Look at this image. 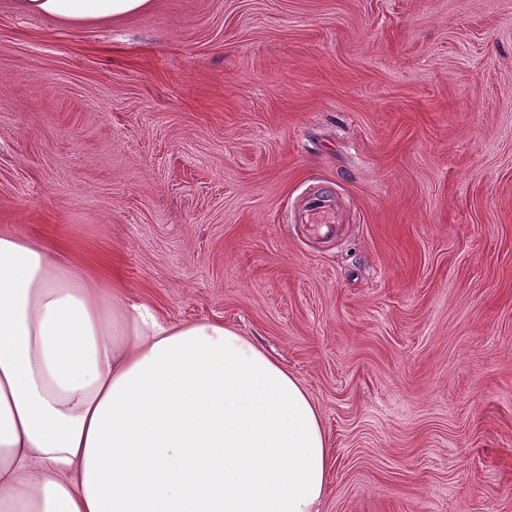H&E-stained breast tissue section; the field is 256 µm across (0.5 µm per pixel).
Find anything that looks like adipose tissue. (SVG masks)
Wrapping results in <instances>:
<instances>
[{
  "label": "adipose tissue",
  "mask_w": 512,
  "mask_h": 512,
  "mask_svg": "<svg viewBox=\"0 0 512 512\" xmlns=\"http://www.w3.org/2000/svg\"><path fill=\"white\" fill-rule=\"evenodd\" d=\"M75 24L151 0H15ZM320 411L223 323H176L0 234V512H319Z\"/></svg>",
  "instance_id": "obj_1"
}]
</instances>
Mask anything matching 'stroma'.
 Here are the masks:
<instances>
[{"mask_svg":"<svg viewBox=\"0 0 512 512\" xmlns=\"http://www.w3.org/2000/svg\"><path fill=\"white\" fill-rule=\"evenodd\" d=\"M317 403L320 512H512V0H0V234ZM18 10L60 18L75 24L137 14L151 0H14Z\"/></svg>","mask_w":512,"mask_h":512,"instance_id":"1","label":"stroma"}]
</instances>
